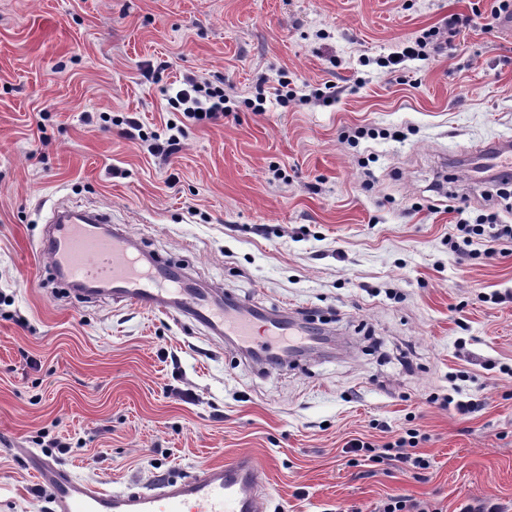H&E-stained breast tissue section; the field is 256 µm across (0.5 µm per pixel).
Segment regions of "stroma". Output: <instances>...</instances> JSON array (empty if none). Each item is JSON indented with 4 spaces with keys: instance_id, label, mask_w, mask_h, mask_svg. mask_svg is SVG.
I'll use <instances>...</instances> for the list:
<instances>
[{
    "instance_id": "stroma-1",
    "label": "stroma",
    "mask_w": 512,
    "mask_h": 512,
    "mask_svg": "<svg viewBox=\"0 0 512 512\" xmlns=\"http://www.w3.org/2000/svg\"><path fill=\"white\" fill-rule=\"evenodd\" d=\"M493 0H0V512H50L35 452L120 490L255 456L269 512H512V254L458 262L459 218L512 224V183L449 167L512 139V38ZM450 48L400 71L376 58L450 15ZM288 74L298 100L281 103ZM193 76L229 110L173 154L163 95ZM334 86L326 105L315 90ZM265 109L247 104L256 93ZM382 137L350 146L360 126ZM57 205L111 213L146 252L275 311L302 307L338 349L269 367L208 329L67 300L39 241ZM485 400L470 415L443 395ZM425 433L414 475L352 462ZM71 445L51 447V439ZM371 512H433L424 502H417L401 495H392Z\"/></svg>"
}]
</instances>
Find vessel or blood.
Here are the masks:
<instances>
[{
	"label": "vessel or blood",
	"instance_id": "1",
	"mask_svg": "<svg viewBox=\"0 0 512 512\" xmlns=\"http://www.w3.org/2000/svg\"><path fill=\"white\" fill-rule=\"evenodd\" d=\"M465 162L479 172L512 174V141L495 140L477 148ZM40 252L59 280L74 285L87 302L111 299L174 321L187 320L215 335L236 338L246 350L271 359L299 360L303 347L284 346L287 318L249 308L232 295L217 298L192 287L181 266L143 252L122 232L109 229L102 215L65 209L46 225ZM33 472L49 488L51 512H266L268 481L264 467L249 454L206 465L151 487L108 490L84 481L58 461L34 456Z\"/></svg>",
	"mask_w": 512,
	"mask_h": 512
}]
</instances>
